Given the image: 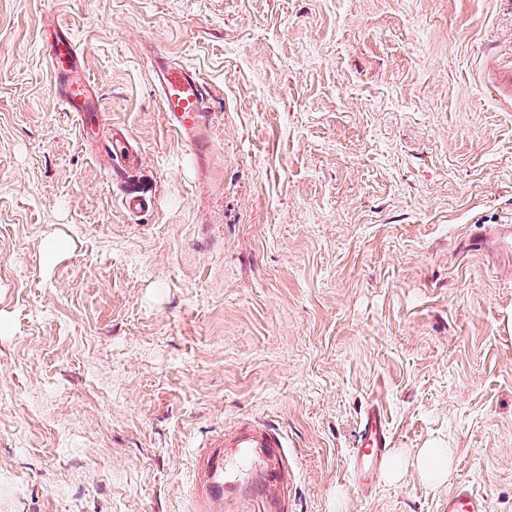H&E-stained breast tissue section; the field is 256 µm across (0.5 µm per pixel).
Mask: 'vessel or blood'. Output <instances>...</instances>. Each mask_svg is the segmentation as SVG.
I'll list each match as a JSON object with an SVG mask.
<instances>
[{"mask_svg":"<svg viewBox=\"0 0 512 512\" xmlns=\"http://www.w3.org/2000/svg\"><path fill=\"white\" fill-rule=\"evenodd\" d=\"M42 54L59 100L66 111L75 113L80 127L100 120L104 104L85 74L82 55L72 34L56 31L53 41L43 45ZM152 79L167 122L181 141L197 150L206 146L212 115L199 73L160 57L152 68ZM484 79L503 102L512 104V60L491 63ZM467 248L512 260V225H495L484 235L470 239ZM388 447L384 419L377 408H370L361 421L358 446L351 455L356 492L367 493L369 485L363 477L381 470ZM286 458L283 435L260 421L246 419L215 436L196 464V512H225L224 491L228 488L234 490L236 499L254 503L257 512H288L284 498L291 473ZM440 512H488V501L472 485L461 483L441 503Z\"/></svg>","mask_w":512,"mask_h":512,"instance_id":"obj_1","label":"vessel or blood"}]
</instances>
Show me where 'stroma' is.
I'll use <instances>...</instances> for the list:
<instances>
[{"label":"stroma","mask_w":512,"mask_h":512,"mask_svg":"<svg viewBox=\"0 0 512 512\" xmlns=\"http://www.w3.org/2000/svg\"><path fill=\"white\" fill-rule=\"evenodd\" d=\"M505 53L512 0H0V512H192L198 452L246 418L287 441L291 512H439L462 482L512 512V272L462 246L512 224L480 78ZM159 54L202 76L210 150L167 123ZM371 405L391 450L452 449L448 482L354 493ZM54 40L43 44L42 54L53 77L57 96L67 112H75L83 129L101 120L104 104L86 76L82 55L72 34L62 31L52 21Z\"/></svg>","instance_id":"obj_1"}]
</instances>
